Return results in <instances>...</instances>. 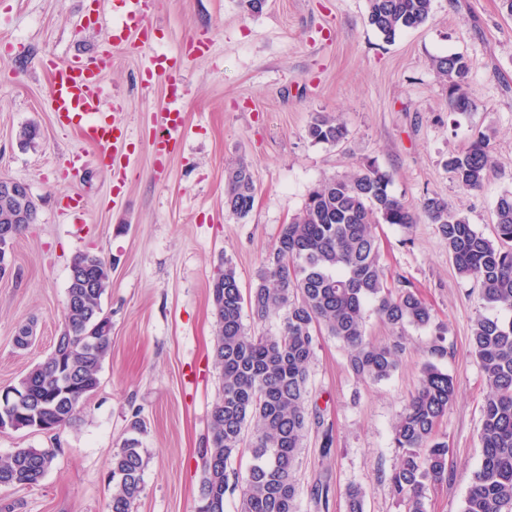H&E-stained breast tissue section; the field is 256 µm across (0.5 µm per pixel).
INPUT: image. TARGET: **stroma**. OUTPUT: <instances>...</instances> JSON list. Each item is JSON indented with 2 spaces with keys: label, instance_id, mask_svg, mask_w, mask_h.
I'll return each mask as SVG.
<instances>
[{
  "label": "stroma",
  "instance_id": "obj_1",
  "mask_svg": "<svg viewBox=\"0 0 512 512\" xmlns=\"http://www.w3.org/2000/svg\"><path fill=\"white\" fill-rule=\"evenodd\" d=\"M111 11L112 0H0V177L28 184L38 205L0 277V390L51 353L65 326L74 255L93 251L112 264L102 298L112 347L100 386L54 432L0 431V458L19 448L54 453L39 486L0 487V512H107L112 455L131 436L144 458L135 512H196L221 388L212 275L228 261L242 290L253 288L282 225L322 180L372 163L405 204L440 197L486 234L498 195L512 189V18L499 0H434L428 22L391 40L368 24L366 0H267L256 15L238 0H158L149 44L119 50ZM103 13L110 26L98 24ZM93 50L112 54L103 104L125 126L123 179L46 102L40 59ZM155 54L179 68L178 87L142 85ZM454 54L469 63L474 105L464 113L451 112L448 83L430 64ZM174 106L189 134L156 154L152 141ZM319 115L338 118L346 138L313 141L307 130ZM29 125L37 135L25 143L19 132ZM479 135L490 140L494 166L480 189L467 191L448 159ZM240 161L256 184L244 218L224 208V170ZM71 197L79 207L63 211ZM376 232L388 277L416 288L446 326L445 351L433 352L427 330L398 337L369 314L370 340L402 346L398 369L373 382L354 375L341 342L318 337L310 402L330 425L332 445L323 453L322 431L311 428L293 464L298 512H317L311 490L320 481L329 487L327 512H346L351 486L364 490V512H403L389 488L400 462L392 427L429 362L453 376L457 395L439 427L450 448L448 481L428 488V512H461L481 460L488 391L469 353L471 325L484 310L480 288L457 272L428 217L407 231L381 224ZM25 326L33 341L20 349L15 337ZM136 417L144 430L135 435Z\"/></svg>",
  "mask_w": 512,
  "mask_h": 512
}]
</instances>
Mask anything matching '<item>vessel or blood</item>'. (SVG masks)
<instances>
[{
    "mask_svg": "<svg viewBox=\"0 0 512 512\" xmlns=\"http://www.w3.org/2000/svg\"><path fill=\"white\" fill-rule=\"evenodd\" d=\"M155 5L156 0H112V11L123 16L125 34L142 40L147 34L145 21ZM111 64L112 56L105 51L64 61L48 56L41 62L50 76L48 107L57 122L64 127H75L82 139L96 148L99 160L123 172L127 169L123 153L124 128L115 114L104 108L100 94L102 76ZM186 134L180 113H172L154 146L163 149Z\"/></svg>",
    "mask_w": 512,
    "mask_h": 512,
    "instance_id": "1",
    "label": "vessel or blood"
}]
</instances>
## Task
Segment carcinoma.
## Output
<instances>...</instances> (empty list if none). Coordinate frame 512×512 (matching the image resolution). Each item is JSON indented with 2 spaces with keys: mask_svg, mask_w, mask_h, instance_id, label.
I'll use <instances>...</instances> for the list:
<instances>
[{
  "mask_svg": "<svg viewBox=\"0 0 512 512\" xmlns=\"http://www.w3.org/2000/svg\"><path fill=\"white\" fill-rule=\"evenodd\" d=\"M433 0H367L370 26L391 39L416 29L432 14ZM432 68L448 80V103L467 112L472 101L463 89L468 64L461 55L436 56ZM316 142L337 144L347 135L336 118L320 116L307 130ZM493 157L484 136L448 159V168L466 190L482 187ZM390 177L374 164L317 184L302 209L283 225L267 252L258 281L243 294L230 263L211 279L216 318L215 361L221 390L211 410V438L203 450L204 466L197 512H224L226 496H238V512H298V488L292 464L304 447L309 427V366L317 336L326 332L343 343L347 364L360 379L380 381L398 366L397 347L366 339V308L401 334L408 327L444 335L432 308L410 289L389 283L381 263L376 224L408 229L416 212L389 191ZM255 183L248 165L228 169L224 208L246 217L253 209ZM420 210L439 232L458 273L479 284L489 312L473 325L470 353L479 361L488 386L480 431L481 461L473 472L462 512H512V189L494 207V238L438 197H425ZM31 200L0 194V229L11 237L36 219ZM112 266L91 252L71 261L66 292V326L47 360L13 386L27 399L14 430H28L36 420L53 431L68 422L98 388L102 364L111 351V322L102 298L111 285ZM253 319L281 321L278 332L251 334L244 308ZM456 397L448 373L423 366L415 392L393 425L399 467L389 478L390 492L404 512H427V485L448 481V442L437 426ZM245 473L232 467L242 451ZM54 455L18 448L0 460V486L33 487L47 474ZM144 460L138 440L124 441L112 455L108 512H133L143 490ZM346 512H363L364 492L349 487Z\"/></svg>",
  "mask_w": 512,
  "mask_h": 512,
  "instance_id": "cac0c4a2",
  "label": "carcinoma"
}]
</instances>
